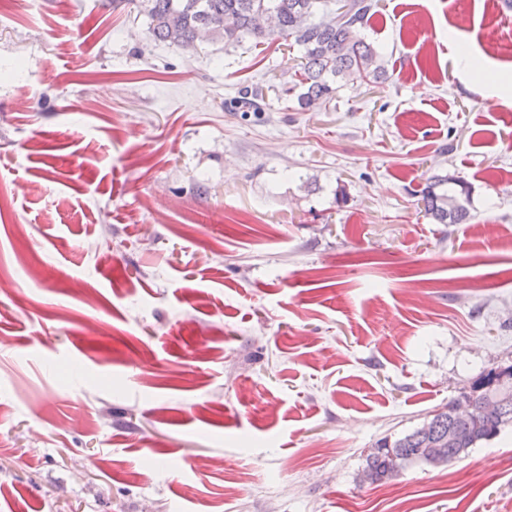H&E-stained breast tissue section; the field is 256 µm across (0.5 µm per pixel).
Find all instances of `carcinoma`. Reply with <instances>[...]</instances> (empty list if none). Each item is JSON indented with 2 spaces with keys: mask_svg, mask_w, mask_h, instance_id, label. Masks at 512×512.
Instances as JSON below:
<instances>
[{
  "mask_svg": "<svg viewBox=\"0 0 512 512\" xmlns=\"http://www.w3.org/2000/svg\"><path fill=\"white\" fill-rule=\"evenodd\" d=\"M150 18L149 34L160 42L193 48L201 32L240 43L249 37L255 45L275 38L294 39L301 56L293 84L286 89L297 93L299 107L305 109L330 99L336 83L387 80L382 57L363 34L374 0H346L342 9L336 0H142ZM453 179L433 175L419 191L425 214L439 224H465L468 207L448 188ZM485 375L470 387L477 397L497 398L502 416L480 420V428L468 426L451 413V405L434 419L402 438H387L375 444L366 457V474L373 483L398 475L391 455L401 457L403 468L414 464L442 465L466 457L480 441H490L512 425V382L490 385Z\"/></svg>",
  "mask_w": 512,
  "mask_h": 512,
  "instance_id": "obj_1",
  "label": "carcinoma"
}]
</instances>
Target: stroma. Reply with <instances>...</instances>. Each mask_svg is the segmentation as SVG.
Segmentation results:
<instances>
[{
	"label": "stroma",
	"mask_w": 512,
	"mask_h": 512,
	"mask_svg": "<svg viewBox=\"0 0 512 512\" xmlns=\"http://www.w3.org/2000/svg\"><path fill=\"white\" fill-rule=\"evenodd\" d=\"M376 3L388 80L303 109L287 41L0 0V512H512V426L363 476L512 365V9ZM436 174L469 223L425 214ZM455 48L456 62L463 70L468 72L475 80H481L489 66V62L485 57L478 53L462 48L458 42H451Z\"/></svg>",
	"instance_id": "35a3bbf8"
}]
</instances>
